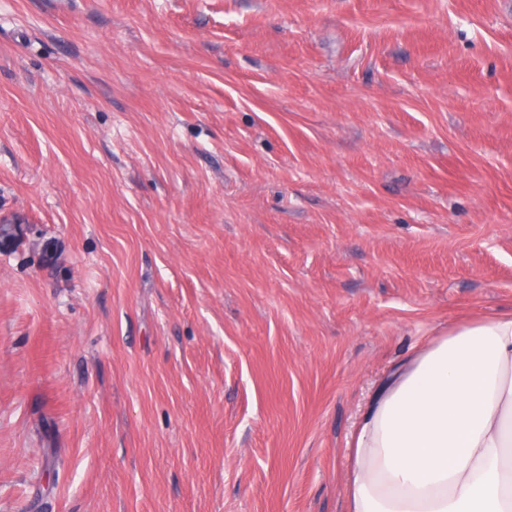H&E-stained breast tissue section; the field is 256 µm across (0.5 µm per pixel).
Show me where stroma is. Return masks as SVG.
I'll return each mask as SVG.
<instances>
[{
  "label": "stroma",
  "instance_id": "stroma-1",
  "mask_svg": "<svg viewBox=\"0 0 512 512\" xmlns=\"http://www.w3.org/2000/svg\"><path fill=\"white\" fill-rule=\"evenodd\" d=\"M502 312L512 0H0V512H348Z\"/></svg>",
  "mask_w": 512,
  "mask_h": 512
}]
</instances>
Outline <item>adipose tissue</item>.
Returning a JSON list of instances; mask_svg holds the SVG:
<instances>
[{"label":"adipose tissue","instance_id":"1","mask_svg":"<svg viewBox=\"0 0 512 512\" xmlns=\"http://www.w3.org/2000/svg\"><path fill=\"white\" fill-rule=\"evenodd\" d=\"M348 512H512V313L397 364L363 415Z\"/></svg>","mask_w":512,"mask_h":512}]
</instances>
